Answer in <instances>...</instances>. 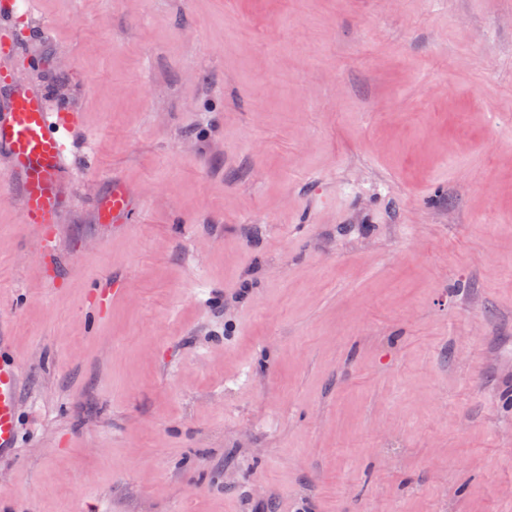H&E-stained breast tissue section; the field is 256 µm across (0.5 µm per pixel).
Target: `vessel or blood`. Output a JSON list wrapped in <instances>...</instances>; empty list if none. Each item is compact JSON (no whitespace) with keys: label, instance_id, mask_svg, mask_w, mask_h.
<instances>
[{"label":"vessel or blood","instance_id":"obj_1","mask_svg":"<svg viewBox=\"0 0 512 512\" xmlns=\"http://www.w3.org/2000/svg\"><path fill=\"white\" fill-rule=\"evenodd\" d=\"M11 50L0 48V87L7 100L0 104V188L18 186L22 221L39 234L61 223L75 203L80 171L69 148L79 115L68 106H51L38 85H18L11 77ZM134 207L129 188L117 182L104 200L99 220L125 223ZM19 367L0 355V456L17 451Z\"/></svg>","mask_w":512,"mask_h":512}]
</instances>
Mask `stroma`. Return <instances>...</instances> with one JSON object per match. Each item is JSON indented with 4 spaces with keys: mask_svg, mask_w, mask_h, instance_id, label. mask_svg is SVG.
I'll list each match as a JSON object with an SVG mask.
<instances>
[{
    "mask_svg": "<svg viewBox=\"0 0 512 512\" xmlns=\"http://www.w3.org/2000/svg\"><path fill=\"white\" fill-rule=\"evenodd\" d=\"M0 33L86 174L50 254L0 200V512H512V0H37ZM133 207L134 199L129 188L123 183L115 182L111 194L101 206L99 220L105 224H123ZM20 397L19 367L0 353V456L17 452V404Z\"/></svg>",
    "mask_w": 512,
    "mask_h": 512,
    "instance_id": "stroma-1",
    "label": "stroma"
}]
</instances>
